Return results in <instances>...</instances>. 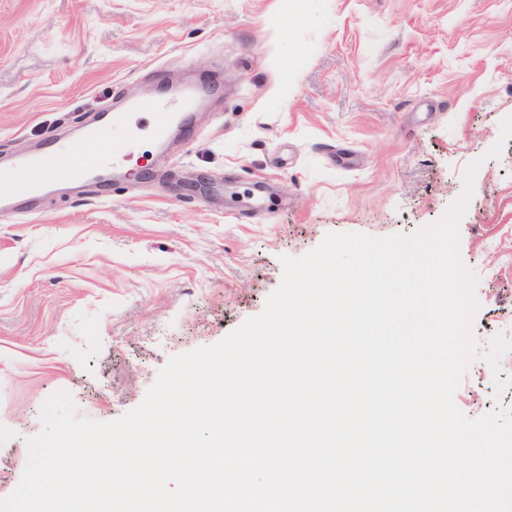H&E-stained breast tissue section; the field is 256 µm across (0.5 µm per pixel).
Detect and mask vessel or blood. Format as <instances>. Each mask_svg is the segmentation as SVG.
Instances as JSON below:
<instances>
[{"mask_svg":"<svg viewBox=\"0 0 512 512\" xmlns=\"http://www.w3.org/2000/svg\"><path fill=\"white\" fill-rule=\"evenodd\" d=\"M207 92V86L191 85L179 90L172 97L150 93L131 100L126 111L113 113L110 126L91 132L90 137L95 145L91 153L79 154L71 144L54 139L50 141L49 151L44 159L18 157L9 176L0 178V201L5 203L12 198L29 194L43 181L60 173L72 179H80L92 172L128 170L137 155L129 127L131 114L151 116V133L160 141L171 128L184 122L188 112Z\"/></svg>","mask_w":512,"mask_h":512,"instance_id":"b4317fda","label":"vessel or blood"}]
</instances>
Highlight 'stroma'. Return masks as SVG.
I'll return each instance as SVG.
<instances>
[{"mask_svg": "<svg viewBox=\"0 0 512 512\" xmlns=\"http://www.w3.org/2000/svg\"><path fill=\"white\" fill-rule=\"evenodd\" d=\"M160 66L219 81L178 141L138 118L162 176L59 179L0 215V498L50 395L120 418L171 357L262 312L281 256L414 233L474 162L473 334L512 339V0H0V173L55 134L90 151L88 125ZM489 369L460 380L467 418L512 410Z\"/></svg>", "mask_w": 512, "mask_h": 512, "instance_id": "obj_1", "label": "stroma"}]
</instances>
